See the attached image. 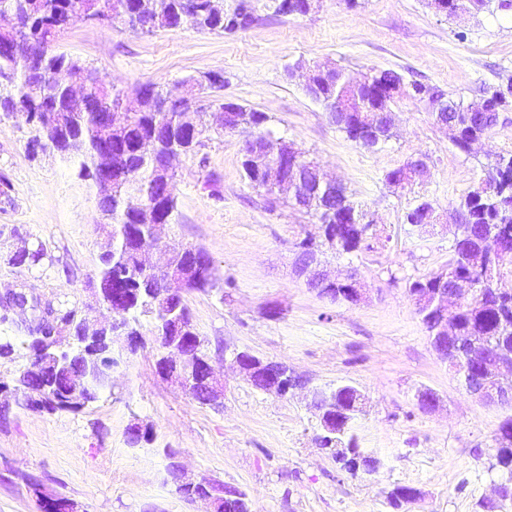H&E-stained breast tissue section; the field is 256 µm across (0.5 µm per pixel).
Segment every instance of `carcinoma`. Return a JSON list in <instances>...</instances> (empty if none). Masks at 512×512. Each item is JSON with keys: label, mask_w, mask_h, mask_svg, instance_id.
<instances>
[{"label": "carcinoma", "mask_w": 512, "mask_h": 512, "mask_svg": "<svg viewBox=\"0 0 512 512\" xmlns=\"http://www.w3.org/2000/svg\"><path fill=\"white\" fill-rule=\"evenodd\" d=\"M95 12L119 10L127 23L124 28L131 33H153L167 28L165 17L175 16L182 0H86ZM305 0H277L275 13L279 15L303 14ZM0 9L19 14L31 55H15L0 45V88L11 97L14 112L26 115L30 126L28 143L41 141L44 146L64 152L63 161L70 164L78 176L92 181L93 172L104 154L99 113L117 109L129 114L131 122L112 135V190L98 194V205L107 225L111 227L110 242L100 255L99 265L92 284L100 290L127 288L132 301L126 309V328L139 330L141 319L148 318L150 331L155 337L156 350L168 344L167 336L178 321H190L192 315L187 300L179 299L180 290L163 287L171 272V262L163 261L144 268L140 264L142 249L154 242L151 225L141 219L144 211H157L160 223L171 224L177 209L176 175H168L162 163L174 155H187L204 145L209 137L205 119L207 110L199 107L196 132L185 127L184 113L188 102L172 95L159 83H146L130 92L114 89L104 81L85 83L86 98L90 106L82 109L77 103L65 99L62 81L66 73L70 81L84 79L88 65L80 58L56 47L59 36L85 21L72 8V0H0ZM256 21L253 0H234L224 8V0H198L197 12L188 15L183 23L199 32L232 34ZM373 91L351 85L348 74L337 68L331 74L316 78L314 101L331 113V121L346 138L358 146L362 133L356 110L373 104L374 94L387 95L403 88V95L420 100H436L444 96L440 90L413 83L404 84L400 73L391 69L373 70ZM489 96L493 110L480 118L468 111L462 99H448L453 111L447 113L448 131L458 148L467 152L471 144L494 131L500 123L505 107L498 106L496 93L483 90ZM346 102L350 112L336 110V105ZM224 126L230 132L246 135L242 149L241 168L244 180L252 187L265 181L273 170L276 159L288 157L294 144L269 127V116L240 104H233ZM434 204L422 197L405 215L409 225L421 224L425 211ZM361 211L352 202L348 192L330 209L315 200L302 213L316 219L321 234L306 235L296 243L304 252L356 253L365 246L372 230L364 224H352L347 214ZM463 211L466 224L460 236L454 238L448 263L437 271L419 277L408 285V295L437 288L443 273L475 277L474 296L462 308L457 321L443 328L438 317L420 309L417 315L428 336L448 337V349L454 348V337L464 336L469 347L461 356L462 373L471 376H488L493 356L512 355V292L499 288V280L484 279L475 274L472 263L491 250L499 252L502 267L512 272V151L500 153L483 165L481 175L473 186L461 196L453 211ZM45 256L42 245L26 248L14 255L11 263L21 271L40 264ZM191 290L210 294L224 291V280L214 265L189 269ZM354 274L341 273L332 283L315 287L318 296L333 301L351 300L348 288ZM29 309L37 324L26 328L20 357L23 364L10 386L30 388L40 392V399L25 408L37 412H79L81 406L69 403V390L81 374H87L86 403L98 400L106 383L98 378L101 370L97 361L84 353L77 344L58 356L57 367L42 363L40 351L54 328L66 326L76 329L82 320V311L66 301L37 302ZM495 463L491 469L504 471V489L512 499V418L504 420L494 433ZM319 446L340 465V470L350 477L365 472L371 461L354 451L339 453V448L358 447L352 429L336 428L323 432ZM417 489L398 486L388 493L390 507L401 509L413 502Z\"/></svg>", "instance_id": "cac0c4a2"}]
</instances>
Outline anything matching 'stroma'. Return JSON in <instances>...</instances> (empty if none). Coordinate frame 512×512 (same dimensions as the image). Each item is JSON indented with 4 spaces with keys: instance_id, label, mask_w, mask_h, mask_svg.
I'll return each mask as SVG.
<instances>
[{
    "instance_id": "stroma-1",
    "label": "stroma",
    "mask_w": 512,
    "mask_h": 512,
    "mask_svg": "<svg viewBox=\"0 0 512 512\" xmlns=\"http://www.w3.org/2000/svg\"><path fill=\"white\" fill-rule=\"evenodd\" d=\"M257 22L233 34L184 25L133 34L88 22L64 33L62 50L90 63L114 88L158 82L184 93L183 82L208 72L224 77L221 99L266 113L271 126L343 182L372 214L376 235L361 254L325 252L328 271L357 270L367 292L358 305L319 297L294 269L296 242L317 227L288 207L266 211L261 190L243 178V138L210 134L197 154L173 162L178 223L160 225L162 247L196 246L228 286L223 296L190 295L193 323L218 356L226 381L222 407L201 406L159 374L151 334L128 351L115 340L111 386L80 412L29 411L0 392V512H41L39 497L63 495L80 512H207L175 490L170 458L190 480L214 479L245 490L256 512H390L388 492L412 486L421 497L406 512H482L494 499L493 435L512 407L485 406L468 394L430 340L406 292L412 278L450 256L453 232L420 235L405 223L415 194L386 185L384 175L425 157L430 177L419 193L447 212L472 186L489 155L512 150V109L472 152L459 150L427 102L399 100L394 136L380 150L348 140L324 109L289 78L297 62L399 72L472 101L512 80V10L446 17L427 0H316L303 16L275 14L254 0ZM23 114L0 113V294L25 290L68 300L91 322L110 316L88 284L106 242L95 189L58 156L29 157ZM207 165H200V156ZM46 258L29 272L9 262L23 245ZM277 316H270V309ZM282 362L310 387L348 383L366 396L354 432L381 461L375 475L350 478L316 443L319 417L306 393L280 397L254 389L219 352L224 346ZM436 394L435 411L419 392ZM151 425L152 442L125 440L133 422Z\"/></svg>"
}]
</instances>
